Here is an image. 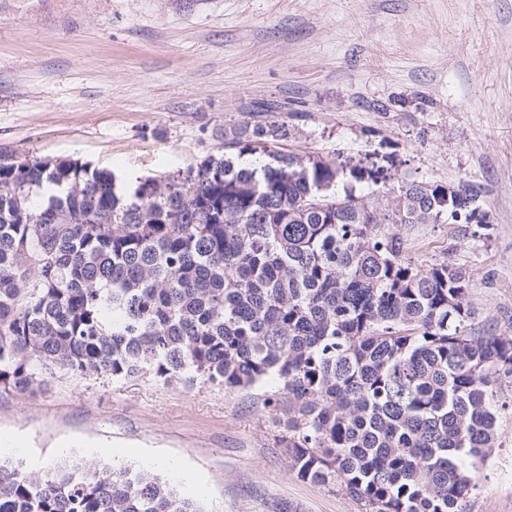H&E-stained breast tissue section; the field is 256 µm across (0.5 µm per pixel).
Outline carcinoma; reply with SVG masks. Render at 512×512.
<instances>
[{
  "label": "carcinoma",
  "instance_id": "cac0c4a2",
  "mask_svg": "<svg viewBox=\"0 0 512 512\" xmlns=\"http://www.w3.org/2000/svg\"><path fill=\"white\" fill-rule=\"evenodd\" d=\"M275 119L224 137L189 187H119L76 161L0 152V395L47 389L63 369L149 375L226 392L276 376L288 394L289 466L340 485L369 512H467L493 447L496 384L512 336L468 328V276L417 265L392 224L471 227L481 190L457 204L419 182L386 220L314 208L362 196L367 170L270 165ZM0 512H203L159 475L75 455L28 470L0 457Z\"/></svg>",
  "mask_w": 512,
  "mask_h": 512
}]
</instances>
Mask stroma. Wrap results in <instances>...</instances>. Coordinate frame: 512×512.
Returning <instances> with one entry per match:
<instances>
[{"mask_svg":"<svg viewBox=\"0 0 512 512\" xmlns=\"http://www.w3.org/2000/svg\"><path fill=\"white\" fill-rule=\"evenodd\" d=\"M272 109L279 150L384 171L377 187L460 181L486 235L395 224L417 264L469 277V323L512 336V0H0V150L119 181L167 178ZM468 512H512V378ZM277 377L234 393L55 371L0 398V438L38 470L62 459L151 468L205 512H366L300 478Z\"/></svg>","mask_w":512,"mask_h":512,"instance_id":"stroma-1","label":"stroma"}]
</instances>
